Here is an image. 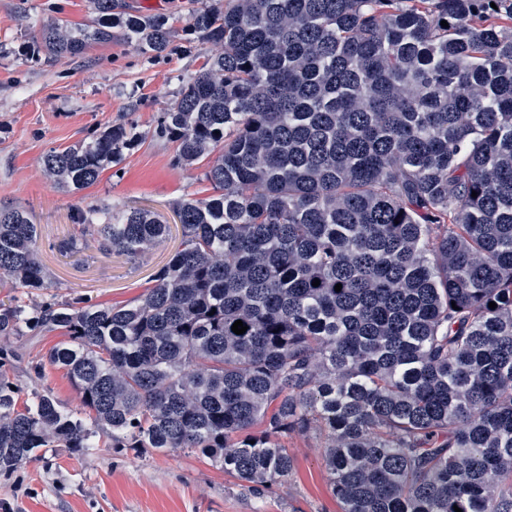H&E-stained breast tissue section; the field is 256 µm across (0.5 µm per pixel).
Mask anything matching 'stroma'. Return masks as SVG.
<instances>
[{
    "label": "stroma",
    "instance_id": "1",
    "mask_svg": "<svg viewBox=\"0 0 512 512\" xmlns=\"http://www.w3.org/2000/svg\"><path fill=\"white\" fill-rule=\"evenodd\" d=\"M174 29L168 51L150 57L133 43L94 45L83 56L55 64L27 53L43 23L77 29L95 16L91 0H0V205L26 209L38 227V248L49 286L37 301L82 298L124 305L144 293L150 276L179 248L167 238L141 258L100 250L94 233H81L90 210L142 207L175 224L172 205L204 198L212 189L200 170L174 162L176 145L160 132L163 112L206 65L209 51L184 33L192 15L212 0H163ZM116 123L135 126L139 138L98 181L76 193L54 187L43 158ZM80 233L81 248L62 252ZM59 333L13 340L22 353L15 373L20 400L34 388L29 363ZM294 460L290 476L272 490L254 491L197 455L112 448L107 437L75 454L44 448L12 474H0V512H340L331 492L318 435L284 440Z\"/></svg>",
    "mask_w": 512,
    "mask_h": 512
}]
</instances>
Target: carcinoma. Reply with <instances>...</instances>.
Listing matches in <instances>:
<instances>
[{
	"mask_svg": "<svg viewBox=\"0 0 512 512\" xmlns=\"http://www.w3.org/2000/svg\"><path fill=\"white\" fill-rule=\"evenodd\" d=\"M94 5L85 28L46 23L31 57L115 27L170 48L165 18ZM188 31L214 53L161 132L213 194L175 202L181 248L133 302H0L1 342L63 336L30 370L79 399L18 405L0 348V473L105 434L268 490L294 468L281 439L316 432L340 512H512V0H216ZM134 141L112 125L45 175L79 191ZM101 214L100 248L131 259L170 231ZM37 240L0 207V288L47 287ZM41 385L51 388L63 407L74 409L79 404L77 393L63 371L46 365Z\"/></svg>",
	"mask_w": 512,
	"mask_h": 512,
	"instance_id": "cac0c4a2",
	"label": "carcinoma"
}]
</instances>
